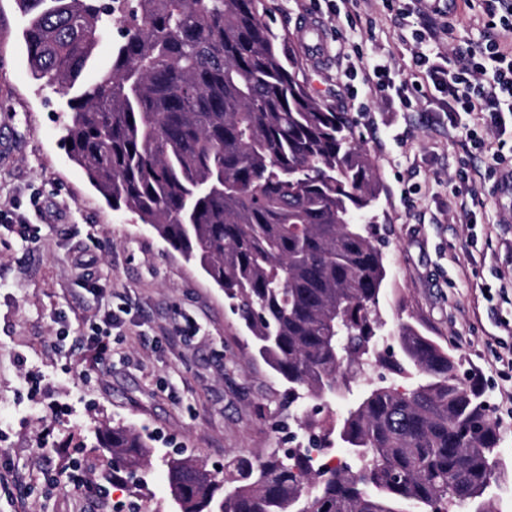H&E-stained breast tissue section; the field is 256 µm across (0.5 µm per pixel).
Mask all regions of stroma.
<instances>
[{
    "instance_id": "obj_1",
    "label": "stroma",
    "mask_w": 512,
    "mask_h": 512,
    "mask_svg": "<svg viewBox=\"0 0 512 512\" xmlns=\"http://www.w3.org/2000/svg\"><path fill=\"white\" fill-rule=\"evenodd\" d=\"M267 2L269 25L288 41L318 25L321 53L300 51L309 88L357 120L375 163L385 331L411 323L481 385L508 468L493 492L499 512H512V368L501 361L512 352V196L502 191L512 114L491 132L444 94L422 98L426 74L412 61L417 31L443 53L479 40L485 0H456L449 13L422 0ZM25 24L15 0H0V512H177L163 465L175 450L212 470L230 454L287 447L271 419L280 384L223 289L136 216L113 211L70 161L65 100L32 79ZM363 57L411 85L410 105L369 91L363 74L346 77ZM470 127L503 165L489 170ZM80 251L97 261L92 282L75 265ZM109 309L122 322L100 363L80 338ZM116 423L152 447L145 483L112 480L119 459L96 435Z\"/></svg>"
}]
</instances>
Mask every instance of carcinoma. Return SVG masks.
Returning a JSON list of instances; mask_svg holds the SVG:
<instances>
[{"mask_svg":"<svg viewBox=\"0 0 512 512\" xmlns=\"http://www.w3.org/2000/svg\"><path fill=\"white\" fill-rule=\"evenodd\" d=\"M16 3L32 78L67 96L71 159L112 210L135 214L235 301L282 384L279 411L295 408L310 433L308 448L228 457L222 478L168 459L178 512H496L500 431L483 390L410 323L393 334L396 352L380 348L388 271L363 223L380 192L375 164L353 119L310 92L264 0ZM105 38L109 68L85 82ZM367 368L388 376L340 419H317ZM100 444L131 472L151 465L124 424Z\"/></svg>","mask_w":512,"mask_h":512,"instance_id":"carcinoma-1","label":"carcinoma"}]
</instances>
